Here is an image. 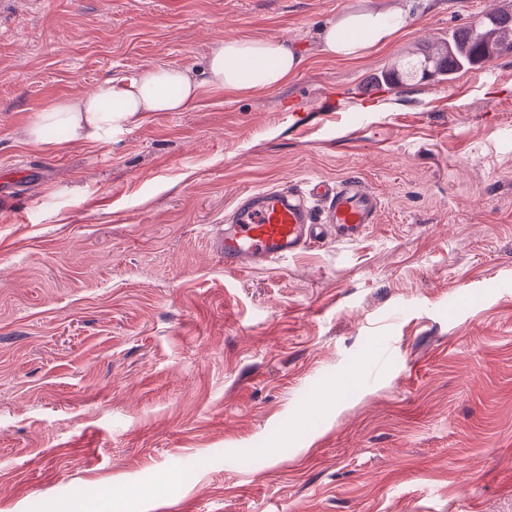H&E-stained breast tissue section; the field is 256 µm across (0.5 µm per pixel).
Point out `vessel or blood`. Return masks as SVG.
Returning a JSON list of instances; mask_svg holds the SVG:
<instances>
[{"mask_svg": "<svg viewBox=\"0 0 512 512\" xmlns=\"http://www.w3.org/2000/svg\"><path fill=\"white\" fill-rule=\"evenodd\" d=\"M378 196L357 179L307 182L241 194L215 237L225 267L244 269L288 259L329 238L360 239L376 223Z\"/></svg>", "mask_w": 512, "mask_h": 512, "instance_id": "b4317fda", "label": "vessel or blood"}]
</instances>
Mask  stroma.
<instances>
[{"instance_id":"obj_1","label":"stroma","mask_w":512,"mask_h":512,"mask_svg":"<svg viewBox=\"0 0 512 512\" xmlns=\"http://www.w3.org/2000/svg\"><path fill=\"white\" fill-rule=\"evenodd\" d=\"M364 57L329 20L381 6ZM512 0L0 5V512H512V54L384 79ZM287 39L274 90L207 86L96 141L48 105L214 43ZM362 180L376 224L247 270L209 232L278 183ZM243 448L258 449L241 461ZM406 22L397 9L346 15L322 28V49L337 59H356L394 39Z\"/></svg>"}]
</instances>
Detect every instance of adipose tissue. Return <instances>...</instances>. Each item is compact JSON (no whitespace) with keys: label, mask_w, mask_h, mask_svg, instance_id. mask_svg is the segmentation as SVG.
Segmentation results:
<instances>
[{"label":"adipose tissue","mask_w":512,"mask_h":512,"mask_svg":"<svg viewBox=\"0 0 512 512\" xmlns=\"http://www.w3.org/2000/svg\"><path fill=\"white\" fill-rule=\"evenodd\" d=\"M406 22L397 9L350 14L323 27L322 49L338 59H356L394 39ZM300 65V57L283 41L227 38L211 49L203 73L186 67L151 68L135 77L101 82L87 94L49 105L29 127L27 139L50 146L47 129L61 125L73 138L92 140L101 130L136 122L145 112L187 111L203 85L233 93L271 90L285 84Z\"/></svg>","instance_id":"1"}]
</instances>
